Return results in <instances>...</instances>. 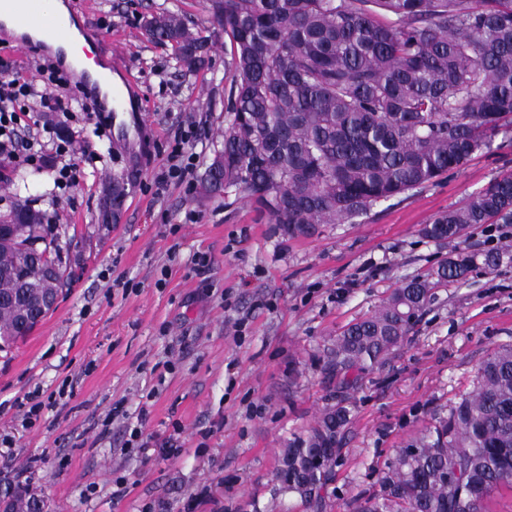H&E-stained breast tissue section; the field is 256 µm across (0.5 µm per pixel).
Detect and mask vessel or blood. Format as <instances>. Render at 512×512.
<instances>
[{"label": "vessel or blood", "instance_id": "obj_1", "mask_svg": "<svg viewBox=\"0 0 512 512\" xmlns=\"http://www.w3.org/2000/svg\"><path fill=\"white\" fill-rule=\"evenodd\" d=\"M70 27L65 18L45 13L43 0H0V37L16 38L18 50L35 48L52 62H65L63 45ZM65 64L67 76L83 89L98 111L111 113L113 141L133 157H141L147 119L131 71L110 57L94 74L78 65Z\"/></svg>", "mask_w": 512, "mask_h": 512}]
</instances>
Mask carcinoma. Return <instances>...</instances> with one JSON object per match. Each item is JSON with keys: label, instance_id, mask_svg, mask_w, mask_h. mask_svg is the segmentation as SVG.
Returning a JSON list of instances; mask_svg holds the SVG:
<instances>
[{"label": "carcinoma", "instance_id": "1", "mask_svg": "<svg viewBox=\"0 0 512 512\" xmlns=\"http://www.w3.org/2000/svg\"><path fill=\"white\" fill-rule=\"evenodd\" d=\"M224 35L231 89L224 142L200 192L246 194L290 238L346 224L380 202L435 182L488 149L512 124V0H211ZM145 35L175 47L199 69L209 37L181 15H149ZM121 176L100 187L101 226L118 223ZM46 212L18 198L0 214V351L31 332L71 279L47 240ZM481 224H512V173L495 177L422 229L453 242ZM478 255L456 251L405 279L371 314L323 351L336 381L316 425L281 449L277 492L324 512L327 486L352 416L349 394L412 332L436 290L461 281ZM492 270L501 254L481 257ZM53 266L55 276L45 270ZM512 488V344L479 365L474 390L436 412L397 448L377 488L353 512H488L490 495ZM12 512H36L15 489Z\"/></svg>", "mask_w": 512, "mask_h": 512}]
</instances>
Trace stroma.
Wrapping results in <instances>:
<instances>
[{
    "label": "stroma",
    "mask_w": 512,
    "mask_h": 512,
    "mask_svg": "<svg viewBox=\"0 0 512 512\" xmlns=\"http://www.w3.org/2000/svg\"><path fill=\"white\" fill-rule=\"evenodd\" d=\"M70 2L77 13L91 8L101 49L120 44L138 78L153 159L129 170L113 142L85 128L74 156L84 177L64 192L52 164L20 168L0 158V212L16 197L34 199L51 219L48 235L63 262L79 266L56 308L0 351V441L13 442L0 444V489L29 486L48 512H145L159 503L167 512L189 503L193 512H305L299 500L274 497L272 474L281 448L329 403L332 386L319 367L324 345L458 246L503 252L495 270L476 267L440 289L408 339L353 391L327 509L349 512L395 449L473 390L486 354L512 343V224L503 236L475 228L461 245L421 234L512 171V126L434 184L377 204L355 223L291 239L243 194L209 198L179 184L156 191L183 119L197 127L185 146L194 176L221 148L229 58L218 43L202 68L185 71L171 45L147 41L141 25L146 14L169 10L207 34L208 0ZM121 172L130 183L122 219L99 229L100 186ZM200 252L214 263L199 273ZM119 280L129 290L116 288ZM62 387L69 397L23 426L26 395ZM118 402L128 419L111 416ZM129 419L143 420L148 448L125 447ZM170 441L179 454L160 455ZM119 477L127 492L116 498Z\"/></svg>",
    "instance_id": "35a3bbf8"
}]
</instances>
